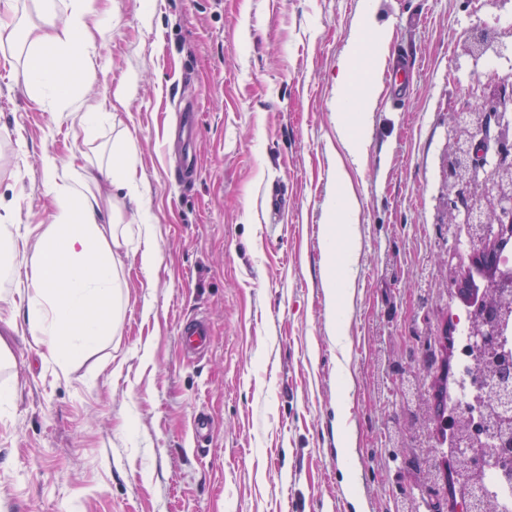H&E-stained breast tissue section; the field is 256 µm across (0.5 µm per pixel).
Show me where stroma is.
<instances>
[{"mask_svg":"<svg viewBox=\"0 0 512 512\" xmlns=\"http://www.w3.org/2000/svg\"><path fill=\"white\" fill-rule=\"evenodd\" d=\"M107 0L112 32L71 84L70 101L112 120L87 134L69 103L39 101L17 77L20 38L0 43V202L19 243L48 223L44 154L62 165L133 168L160 255L139 262L140 220L121 258L111 336L60 371L26 329L7 331L0 385V512H452L429 489L442 439L418 437L423 369L474 273L448 229V107L491 78L459 42L512 0ZM383 30L414 62L403 107H375L351 155L336 127V82L351 44ZM136 76L135 94L114 90ZM201 114L193 187L170 175L184 106ZM344 182H337V172ZM288 200L270 235L265 194ZM359 202L351 227L329 203ZM345 278L331 323L328 280ZM206 316L203 357L180 329ZM216 422L207 446L197 411Z\"/></svg>","mask_w":512,"mask_h":512,"instance_id":"obj_1","label":"stroma"}]
</instances>
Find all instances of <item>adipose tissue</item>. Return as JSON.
<instances>
[{
	"label": "adipose tissue",
	"mask_w": 512,
	"mask_h": 512,
	"mask_svg": "<svg viewBox=\"0 0 512 512\" xmlns=\"http://www.w3.org/2000/svg\"><path fill=\"white\" fill-rule=\"evenodd\" d=\"M40 18L29 31L30 44L21 74L40 99L66 98L70 82L61 64L47 60L45 50L94 47L90 31L106 33L111 17L96 0H33ZM64 10V24L55 13ZM349 60L341 62L336 86V119L343 125V142L359 149V129L370 122L372 98L354 101ZM46 190L54 198L48 224L42 225L31 247L24 318L30 336L46 345L60 368L93 352L114 325V300L121 288L122 259L117 225L104 222L101 206L90 186L98 172L60 168L57 159H44Z\"/></svg>",
	"instance_id": "ef3b65f1"
}]
</instances>
